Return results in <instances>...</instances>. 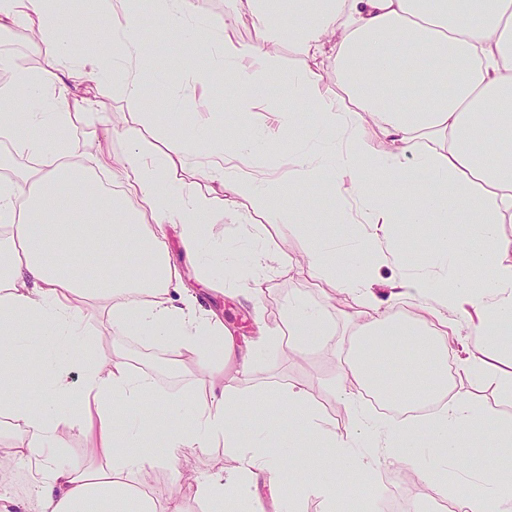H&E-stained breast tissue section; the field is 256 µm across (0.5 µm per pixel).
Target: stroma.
<instances>
[{
  "label": "stroma",
  "mask_w": 512,
  "mask_h": 512,
  "mask_svg": "<svg viewBox=\"0 0 512 512\" xmlns=\"http://www.w3.org/2000/svg\"><path fill=\"white\" fill-rule=\"evenodd\" d=\"M143 28L150 41L153 76L145 86L142 99L129 101L109 84L99 87L97 95L146 147L171 149L172 144L164 132L172 127L179 128L184 139H191L193 129L184 124L183 118L193 112L194 99L199 94L212 102V118L220 127L256 122V114L238 112L243 91L228 82L219 80L199 86L195 92L186 91V73L170 50L172 26L164 17L151 10L144 11ZM256 225L264 228L272 254L264 292L258 299L248 301L236 289L212 290L194 280L188 281L187 286L195 291L206 309L223 321L225 331L231 332L240 345L251 341L256 325L284 327L285 309L293 297H303L311 306L322 309L331 324L332 334L328 340L301 353L285 347L258 349L250 371L236 376L233 385L237 394L245 398L270 388L301 385L309 390L312 404L329 427L336 434H344L350 427L351 414L336 397V376L343 367L338 349L350 331L344 312L355 306L356 299L348 294L334 295L326 282L309 270L302 258L306 237L304 227L266 223L264 213L254 209L245 199L238 201L236 214L219 209L212 214V230L223 238L225 248L230 250H244L247 232ZM84 327L89 336L99 340L103 350L115 349L125 354L140 348L150 352L152 363L141 365L139 371L151 376L160 392L182 395L190 403L202 400L201 380L208 357H201L199 366L192 369L164 372L156 369L155 364L169 361V344L146 334L119 335L94 305L84 312ZM449 394L479 406L490 415L492 425L512 424V401L503 398L494 387L477 386L463 372L455 373ZM494 454L491 443L480 444L466 437L460 442L457 461L445 465L421 461L397 465L379 459L374 462L369 475L382 485L387 484L391 476H399L416 491L415 512H436L439 500H454L477 474L497 475ZM236 465L229 449L219 443L205 450L184 449L171 464L127 475L126 480L154 499L157 512H163L165 498L170 493L180 496L183 512H208L207 504L182 485V476L227 473Z\"/></svg>",
  "instance_id": "obj_1"
}]
</instances>
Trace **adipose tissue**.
<instances>
[{"mask_svg":"<svg viewBox=\"0 0 512 512\" xmlns=\"http://www.w3.org/2000/svg\"><path fill=\"white\" fill-rule=\"evenodd\" d=\"M154 7L177 31L174 52L187 65L190 86L223 76L251 86L239 109L261 111L263 123L250 137L213 126L202 98L190 115L193 140L171 152L149 151L105 112L96 88L109 83L138 100L151 66L140 0H94L102 22L97 36L121 47L107 57L84 52L86 34L70 23L61 0H0V34L25 26L38 50L37 64L13 68L11 86L0 88V138L36 161L22 181L0 180V416L12 437V457L32 466L20 508L75 512L94 497L99 512H111L113 498L127 497L138 501L140 512H154L124 479L156 464L143 446L148 435L160 439L172 459L219 440L231 449L238 462L233 472L190 480L211 512L265 473L289 496L311 492L332 503L375 459L412 461L424 443L436 461H453L461 438L489 422L474 404L447 398L439 379L460 322L480 338L464 347L460 368L512 400V373L490 359L494 351L512 355V237L500 231L512 223V0H236L234 22L222 26L194 17L189 0H155ZM240 21L250 22L255 40L238 37ZM283 42L310 61L288 76L285 112L263 94L276 70L272 49ZM200 55L208 59L202 72L194 67ZM328 84L341 87L344 98L326 97ZM79 114L97 116L104 140L126 141L118 164L101 147L80 152L70 140L50 141ZM303 118L308 140L287 174L240 166V158L254 156ZM369 123L383 146L366 135ZM194 156L207 159L209 194L173 176ZM98 169L111 170L117 194L96 183ZM421 180L429 183L428 193L412 196ZM297 181L327 184L337 220L350 226L347 246L326 237L303 253L333 292L353 295L359 304L341 348L345 366L337 394L368 385L388 395L422 390L440 402L429 419L400 424L357 407L339 436L324 425L307 392L290 386L257 398L287 403V419L258 425L254 409L225 383L228 359L241 373L253 354L238 351L220 319L186 291V271L194 269L211 288L256 291L268 270L263 230L253 229L245 253L228 252L212 237L209 215L242 198L265 211L271 224L321 223L311 203L267 209L270 196ZM122 196L137 200L138 209L120 205ZM398 224L419 233L443 227L421 270H406L410 250L394 231ZM171 225L188 266L170 258ZM122 246L148 263L145 275L113 265L112 254ZM384 264L399 269L388 284L390 300L416 304L415 317L395 321L382 312L373 273ZM90 298L99 300L119 333L144 332L172 343L177 363L207 349L215 353L203 379L205 401L188 408L171 397L170 421L138 419L159 395L123 355L93 350L83 324ZM427 329L441 337L442 349L424 340ZM329 334L325 316L298 297L287 307L285 328L260 329L259 340L302 352ZM30 351L41 356L42 387L27 402L21 394L29 369L21 357ZM76 365L82 378L75 386L69 372ZM185 414L191 425H177L176 417ZM285 424L335 448L317 464L334 474L333 482L294 484L285 461L268 446ZM70 428L86 443L85 459L62 464L58 454ZM356 448L362 456H353Z\"/></svg>","mask_w":512,"mask_h":512,"instance_id":"1","label":"adipose tissue"}]
</instances>
